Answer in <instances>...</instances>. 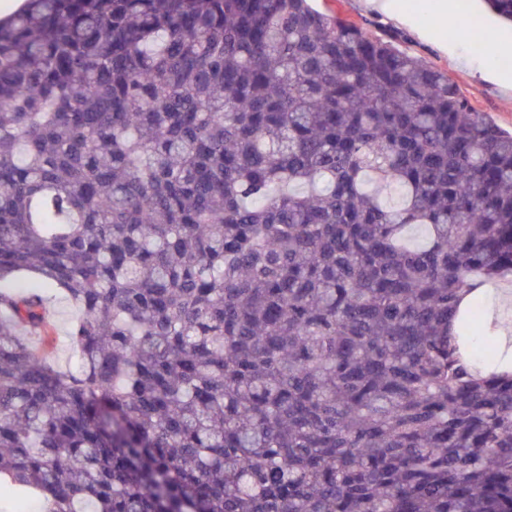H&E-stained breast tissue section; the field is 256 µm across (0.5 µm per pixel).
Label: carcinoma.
<instances>
[{"mask_svg":"<svg viewBox=\"0 0 512 512\" xmlns=\"http://www.w3.org/2000/svg\"><path fill=\"white\" fill-rule=\"evenodd\" d=\"M512 22V0H486ZM393 191L391 203L384 192ZM0 492L41 512H512V133L308 0L0 22ZM79 308L50 363L41 290Z\"/></svg>","mask_w":512,"mask_h":512,"instance_id":"1","label":"carcinoma"}]
</instances>
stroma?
<instances>
[{
	"instance_id": "1",
	"label": "stroma",
	"mask_w": 512,
	"mask_h": 512,
	"mask_svg": "<svg viewBox=\"0 0 512 512\" xmlns=\"http://www.w3.org/2000/svg\"><path fill=\"white\" fill-rule=\"evenodd\" d=\"M426 0H393L395 11L413 15L410 23L366 9L362 0H313L318 11L340 17L368 35L394 38L396 46L423 59L429 66L445 74L455 83L468 103L484 113L497 126L512 132V88L497 78L503 71L493 64L490 54H473L470 42L475 29H482L486 40L512 39V25L495 16L483 0H470L456 28H448L442 16L429 15ZM512 75V66L505 69ZM50 337L40 346L41 351L63 368L75 366L68 332L77 317L76 308L62 295L47 291L43 294Z\"/></svg>"
}]
</instances>
